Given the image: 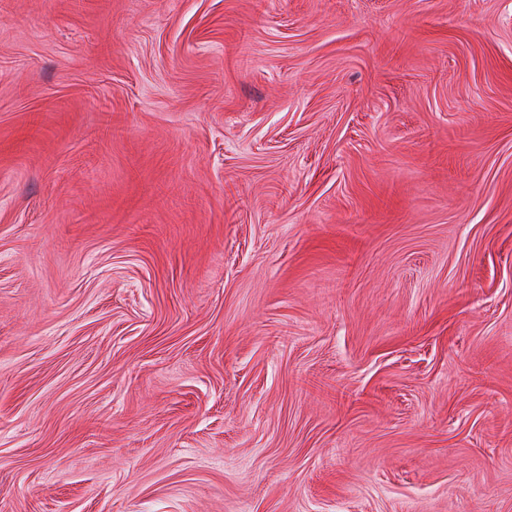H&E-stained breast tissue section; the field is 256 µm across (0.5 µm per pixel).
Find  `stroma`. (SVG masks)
Listing matches in <instances>:
<instances>
[{"mask_svg":"<svg viewBox=\"0 0 512 512\" xmlns=\"http://www.w3.org/2000/svg\"><path fill=\"white\" fill-rule=\"evenodd\" d=\"M0 512H512V0H0Z\"/></svg>","mask_w":512,"mask_h":512,"instance_id":"obj_1","label":"stroma"}]
</instances>
